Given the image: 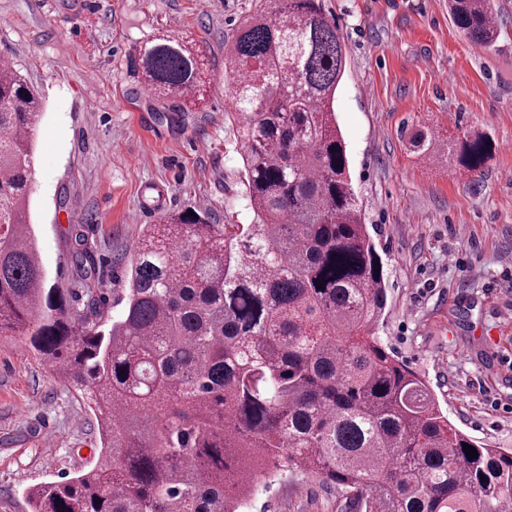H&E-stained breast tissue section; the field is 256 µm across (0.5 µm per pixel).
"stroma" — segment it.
<instances>
[{"label":"stroma","mask_w":512,"mask_h":512,"mask_svg":"<svg viewBox=\"0 0 512 512\" xmlns=\"http://www.w3.org/2000/svg\"><path fill=\"white\" fill-rule=\"evenodd\" d=\"M273 0H0V58L39 93L31 222L47 287L113 297L127 287L144 225L201 211L248 224L241 146L228 114L224 47ZM345 44L336 121L364 222L383 264V346L424 378L458 430L512 448V0L487 50L448 0H323ZM169 32L199 46L194 112L147 91L129 57ZM476 130L480 172L413 153L410 136ZM100 260L77 281L70 225ZM96 419L27 339L0 337V512H30L38 484L91 469ZM334 487L293 474L258 488L250 512H343Z\"/></svg>","instance_id":"35a3bbf8"}]
</instances>
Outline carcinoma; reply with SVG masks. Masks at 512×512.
<instances>
[{
    "mask_svg": "<svg viewBox=\"0 0 512 512\" xmlns=\"http://www.w3.org/2000/svg\"><path fill=\"white\" fill-rule=\"evenodd\" d=\"M277 2L224 47L254 223L181 212L147 225L115 318L102 296L76 308L45 288L29 215L41 98L0 69V336L29 337L102 438L90 470L29 490L31 512H246L283 472L335 487L351 512H512V450L454 428L375 336L386 283L334 110L346 49L321 0ZM448 12L474 43L498 42L490 0ZM200 65L173 35L131 58L187 105ZM457 144L416 139L424 154ZM458 145L468 171L482 168L483 135ZM75 242L87 280L96 255Z\"/></svg>",
    "mask_w": 512,
    "mask_h": 512,
    "instance_id": "1",
    "label": "carcinoma"
}]
</instances>
